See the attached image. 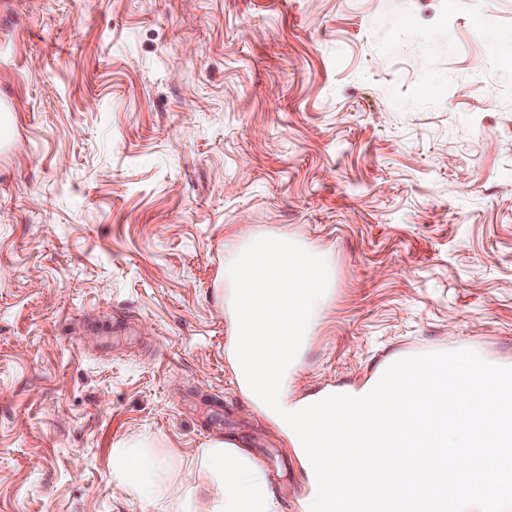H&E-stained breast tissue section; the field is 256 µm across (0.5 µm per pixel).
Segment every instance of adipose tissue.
Listing matches in <instances>:
<instances>
[{
  "mask_svg": "<svg viewBox=\"0 0 512 512\" xmlns=\"http://www.w3.org/2000/svg\"><path fill=\"white\" fill-rule=\"evenodd\" d=\"M212 494L197 506V481ZM114 492L149 494L178 504V512H268L272 493L238 448L214 440L186 459L162 461L149 439L131 438L112 450Z\"/></svg>",
  "mask_w": 512,
  "mask_h": 512,
  "instance_id": "obj_1",
  "label": "adipose tissue"
}]
</instances>
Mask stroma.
I'll return each instance as SVG.
<instances>
[{"mask_svg": "<svg viewBox=\"0 0 512 512\" xmlns=\"http://www.w3.org/2000/svg\"><path fill=\"white\" fill-rule=\"evenodd\" d=\"M507 43L512 0H0V512H175L112 490L139 435L231 439L308 512L225 355L245 228L333 279L290 400L411 347L512 367ZM16 110L12 105H0V146L8 147L16 133Z\"/></svg>", "mask_w": 512, "mask_h": 512, "instance_id": "1", "label": "stroma"}]
</instances>
